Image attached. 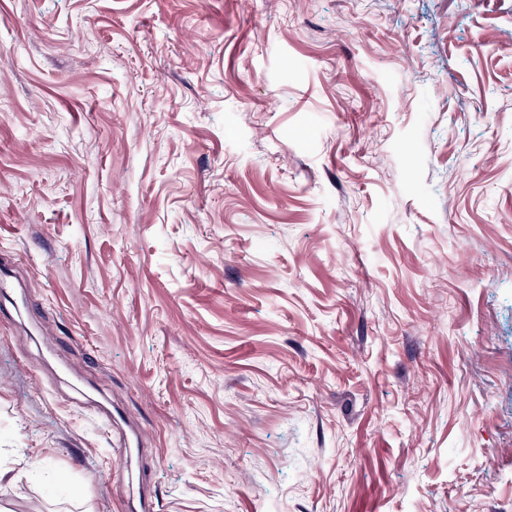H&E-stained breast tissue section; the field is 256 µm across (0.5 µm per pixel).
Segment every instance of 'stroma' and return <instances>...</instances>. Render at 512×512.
Instances as JSON below:
<instances>
[{"mask_svg": "<svg viewBox=\"0 0 512 512\" xmlns=\"http://www.w3.org/2000/svg\"><path fill=\"white\" fill-rule=\"evenodd\" d=\"M4 264L0 512H512V0H0Z\"/></svg>", "mask_w": 512, "mask_h": 512, "instance_id": "35a3bbf8", "label": "stroma"}]
</instances>
